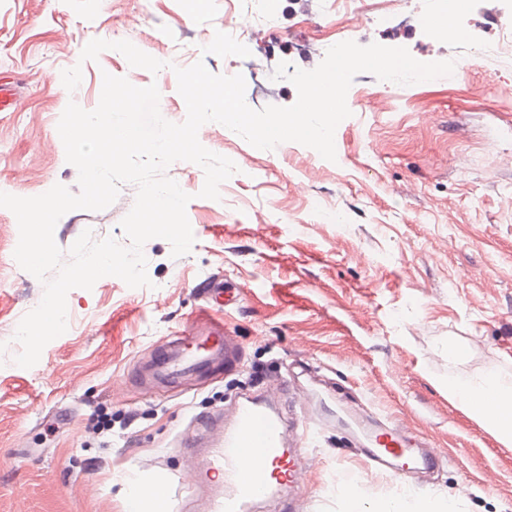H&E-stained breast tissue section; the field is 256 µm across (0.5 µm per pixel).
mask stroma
Instances as JSON below:
<instances>
[{
  "instance_id": "35a3bbf8",
  "label": "stroma",
  "mask_w": 512,
  "mask_h": 512,
  "mask_svg": "<svg viewBox=\"0 0 512 512\" xmlns=\"http://www.w3.org/2000/svg\"><path fill=\"white\" fill-rule=\"evenodd\" d=\"M379 2L334 13L328 0H279L261 19L249 0H204L194 12L186 0H0V86L17 98L0 112V189L20 197L77 190L57 125L68 102L97 107L107 73L157 85L163 118L179 124L187 108L174 69L199 61L216 74H236L242 57L264 69L262 86L246 87L258 109L297 99L293 84L271 78L281 60L314 69L352 35L455 63L452 76L408 86L358 74L332 162L296 142L260 150L204 124L200 143L238 171L211 200L200 195L201 167L167 168L192 196L191 252L172 257L153 238L143 247L150 286L105 276L72 289L66 332L30 368L15 364L13 334L44 286L16 262L17 220L0 208V512H128L131 474L183 512L178 486L198 479L182 447L195 418L226 413L246 393L304 416L317 409L316 390L367 422L395 420L439 463L391 476L329 423L313 436L294 512H343L353 474L375 500L410 484L457 512H512V449L449 400L445 384L451 373H512V52L481 58L474 46L496 41L497 0H479L457 39L436 41L422 24H444L439 0H413L410 19L388 31L366 25ZM95 38L130 41L165 66L134 68L115 50L81 61ZM303 43L307 54L296 55ZM77 65L82 81L70 92L61 74ZM135 196L126 184L104 210L64 214L57 245L69 250L87 229L126 243L120 222ZM218 272L235 289L217 309L234 362L136 385L166 336L193 323L197 280ZM452 344L467 349L463 362H449ZM102 412L112 416L105 433L94 428Z\"/></svg>"
}]
</instances>
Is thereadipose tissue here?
I'll return each mask as SVG.
<instances>
[{"label":"adipose tissue","instance_id":"obj_1","mask_svg":"<svg viewBox=\"0 0 512 512\" xmlns=\"http://www.w3.org/2000/svg\"><path fill=\"white\" fill-rule=\"evenodd\" d=\"M448 398L470 414L481 427L497 436L500 443L512 447V376L487 372L478 378L452 377L448 380ZM346 512H432L427 491L407 488L393 498L384 510L371 507L357 487L356 477L345 485Z\"/></svg>","mask_w":512,"mask_h":512}]
</instances>
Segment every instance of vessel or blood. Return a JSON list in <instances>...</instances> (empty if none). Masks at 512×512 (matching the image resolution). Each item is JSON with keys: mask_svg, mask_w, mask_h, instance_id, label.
<instances>
[{"mask_svg": "<svg viewBox=\"0 0 512 512\" xmlns=\"http://www.w3.org/2000/svg\"><path fill=\"white\" fill-rule=\"evenodd\" d=\"M225 289L219 274L207 275L196 286L199 300L206 303L223 301ZM227 351L223 322L213 317L201 319L168 337L139 378L172 384L200 376L222 363ZM315 426L314 419H307L300 433L289 436L277 404L259 396L245 397L229 416L201 419L185 452L199 466L204 484L189 488L188 498L199 502L201 512H249L257 498L279 494L285 486L296 489L306 462L300 450L307 447ZM351 435L374 466L393 473L402 457L415 468L434 462L418 448L374 447V431L364 424L352 429Z\"/></svg>", "mask_w": 512, "mask_h": 512, "instance_id": "obj_1", "label": "vessel or blood"}]
</instances>
